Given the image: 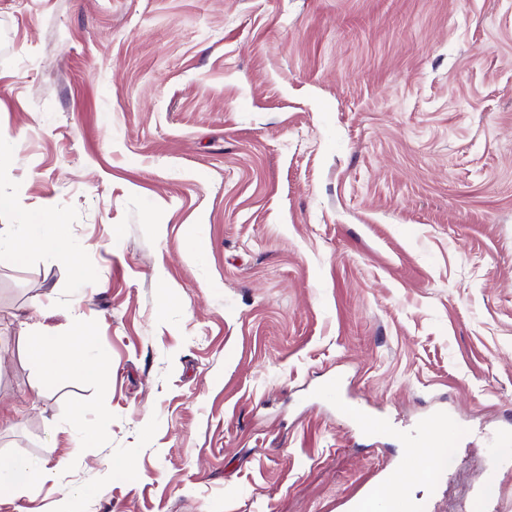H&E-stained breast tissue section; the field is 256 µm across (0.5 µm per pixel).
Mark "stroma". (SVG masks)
<instances>
[{"label": "stroma", "instance_id": "obj_1", "mask_svg": "<svg viewBox=\"0 0 512 512\" xmlns=\"http://www.w3.org/2000/svg\"><path fill=\"white\" fill-rule=\"evenodd\" d=\"M0 196V512H512V0H0ZM40 225H44L52 230L39 236L25 235L20 231L18 232V236L8 240H3L0 235V254L2 255L4 248L17 257H22L33 250L61 252V224L59 219L53 215H46L41 219ZM26 337L33 359L45 366L51 375L65 373L72 367L76 355L69 347L54 342L48 336L30 334ZM49 478V472L36 466L32 461L15 458L6 466L0 465V495L13 494L24 484L42 482ZM389 478L384 473L377 481L368 484L362 492L343 503L346 512H425L427 500L408 501L387 497Z\"/></svg>", "mask_w": 512, "mask_h": 512}]
</instances>
